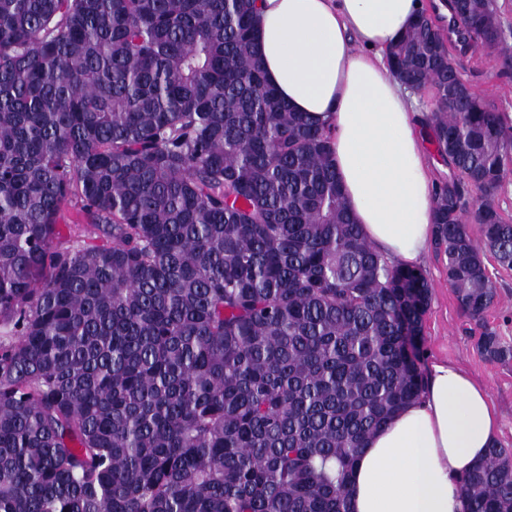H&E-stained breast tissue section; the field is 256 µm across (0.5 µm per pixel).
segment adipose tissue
<instances>
[{
    "instance_id": "ef3b65f1",
    "label": "adipose tissue",
    "mask_w": 512,
    "mask_h": 512,
    "mask_svg": "<svg viewBox=\"0 0 512 512\" xmlns=\"http://www.w3.org/2000/svg\"><path fill=\"white\" fill-rule=\"evenodd\" d=\"M424 0H259L266 77L332 132L336 174L367 240L403 266L433 236V176L423 119L386 63ZM499 420L465 370L433 364L421 399L367 442L347 486L349 512H467L460 477L493 444Z\"/></svg>"
}]
</instances>
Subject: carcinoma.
<instances>
[{"label": "carcinoma", "mask_w": 512, "mask_h": 512, "mask_svg": "<svg viewBox=\"0 0 512 512\" xmlns=\"http://www.w3.org/2000/svg\"><path fill=\"white\" fill-rule=\"evenodd\" d=\"M257 2L0 0V512H348L367 440L423 394L430 284L267 83ZM449 5L456 49L506 55L494 0ZM449 43L424 14L387 61L433 91V246L479 321L485 256L512 268V125ZM67 221L106 242L58 247ZM460 487L512 512V452Z\"/></svg>", "instance_id": "obj_1"}]
</instances>
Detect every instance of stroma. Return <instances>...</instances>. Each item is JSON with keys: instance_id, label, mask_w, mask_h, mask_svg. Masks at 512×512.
<instances>
[{"instance_id": "1", "label": "stroma", "mask_w": 512, "mask_h": 512, "mask_svg": "<svg viewBox=\"0 0 512 512\" xmlns=\"http://www.w3.org/2000/svg\"><path fill=\"white\" fill-rule=\"evenodd\" d=\"M465 78L484 99L500 111L512 114V69L504 70L502 60L479 53L454 57ZM432 288L431 305L424 317L418 339L422 351L420 367L450 362L467 371L484 386L500 416V446L512 449V360L485 359L477 348L473 320L460 309L448 285L445 264L435 251H428L420 262ZM489 272L496 285V300L485 313V324L503 341L512 344V269L490 263Z\"/></svg>"}]
</instances>
